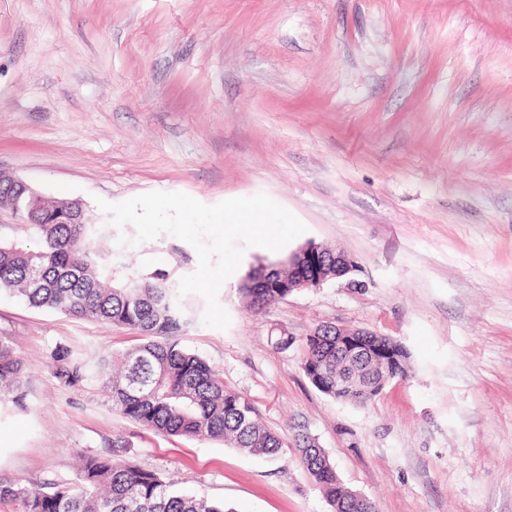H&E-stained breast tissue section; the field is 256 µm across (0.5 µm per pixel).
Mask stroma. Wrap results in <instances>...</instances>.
<instances>
[{
    "label": "stroma",
    "instance_id": "1",
    "mask_svg": "<svg viewBox=\"0 0 512 512\" xmlns=\"http://www.w3.org/2000/svg\"><path fill=\"white\" fill-rule=\"evenodd\" d=\"M0 169L95 221L183 192L207 205L269 195L307 230L246 249L241 270L307 242L357 271L180 337L247 398L286 448L147 430L97 378L56 375L139 332L0 295V336L23 363L22 405L0 408V477L35 486L102 455L235 512H334L294 443L308 433L377 512H512V0H0ZM115 265L173 279L194 248L110 237ZM402 342L406 378L353 406L304 374L319 325ZM69 352H62L59 355L56 365V374L66 385L74 386L83 381L89 375L90 367L80 361H68Z\"/></svg>",
    "mask_w": 512,
    "mask_h": 512
}]
</instances>
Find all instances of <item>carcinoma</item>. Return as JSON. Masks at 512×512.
I'll list each match as a JSON object with an SVG mask.
<instances>
[{
  "label": "carcinoma",
  "instance_id": "obj_1",
  "mask_svg": "<svg viewBox=\"0 0 512 512\" xmlns=\"http://www.w3.org/2000/svg\"><path fill=\"white\" fill-rule=\"evenodd\" d=\"M0 201L19 214L31 202L0 190ZM65 198L41 200L39 224L23 229L32 247L0 240V292L15 294L35 308L99 320L140 332L148 340L118 354L121 370L112 375L96 364L112 402L126 417L158 432L189 439H225L249 455L277 456L283 443L258 418L248 399L224 390L220 374L202 357L180 345L178 336L191 324L177 285L166 273L122 275L112 255L98 247L108 237L105 224H72ZM41 285L31 286V272ZM58 357L56 374L74 386L89 375L88 364ZM336 328L306 337L303 370L311 384L332 399L364 405L375 397L366 385L339 377ZM22 363L9 340L0 336V402L20 400ZM297 447L308 473L335 512H361L359 494L346 488L323 449L299 437ZM13 512H227L224 505L189 494L160 473L110 457H83L73 481L51 483L49 490L0 478V503Z\"/></svg>",
  "mask_w": 512,
  "mask_h": 512
}]
</instances>
